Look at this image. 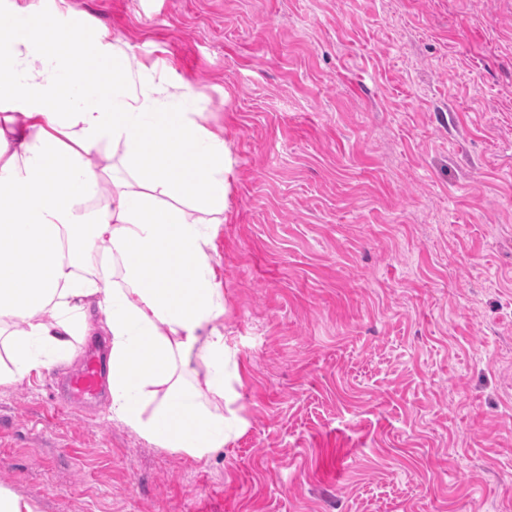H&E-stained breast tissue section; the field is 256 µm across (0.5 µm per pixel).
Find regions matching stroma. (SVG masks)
<instances>
[{
	"instance_id": "stroma-1",
	"label": "stroma",
	"mask_w": 512,
	"mask_h": 512,
	"mask_svg": "<svg viewBox=\"0 0 512 512\" xmlns=\"http://www.w3.org/2000/svg\"><path fill=\"white\" fill-rule=\"evenodd\" d=\"M203 95L238 430L198 460L0 386L36 512H512V0H11Z\"/></svg>"
}]
</instances>
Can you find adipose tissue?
<instances>
[{
    "instance_id": "obj_1",
    "label": "adipose tissue",
    "mask_w": 512,
    "mask_h": 512,
    "mask_svg": "<svg viewBox=\"0 0 512 512\" xmlns=\"http://www.w3.org/2000/svg\"><path fill=\"white\" fill-rule=\"evenodd\" d=\"M0 53V385L66 363L73 338L101 330L113 417L158 447L208 456L236 429L210 254L223 137L189 84L162 97L125 76L104 96L62 20L29 36L1 28ZM107 143L123 175L101 165Z\"/></svg>"
}]
</instances>
